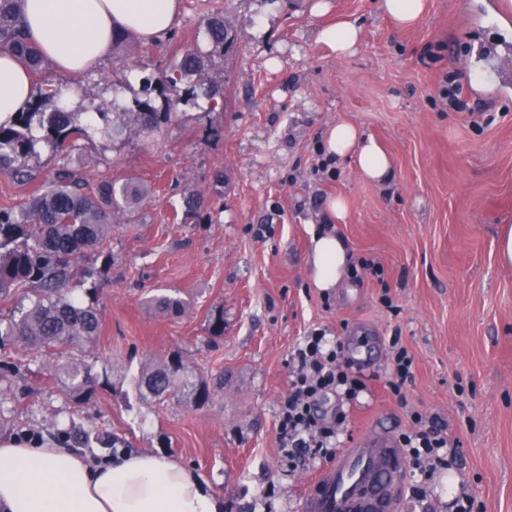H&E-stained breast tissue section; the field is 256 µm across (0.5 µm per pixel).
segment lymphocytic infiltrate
<instances>
[{
  "label": "lymphocytic infiltrate",
  "instance_id": "lymphocytic-infiltrate-1",
  "mask_svg": "<svg viewBox=\"0 0 512 512\" xmlns=\"http://www.w3.org/2000/svg\"><path fill=\"white\" fill-rule=\"evenodd\" d=\"M342 341L327 339L323 330H314L296 349V365L290 390L281 404L279 436L281 446L292 463L304 462L307 452H315L322 460L336 456L338 431L347 414L336 409L332 418L321 417L316 405L326 396L350 400L363 390L364 383L345 359ZM413 430L400 437L412 468L422 477L447 468L448 450L456 441L446 428L428 421L420 412L411 415Z\"/></svg>",
  "mask_w": 512,
  "mask_h": 512
}]
</instances>
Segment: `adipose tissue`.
I'll return each instance as SVG.
<instances>
[{"label":"adipose tissue","mask_w":512,"mask_h":512,"mask_svg":"<svg viewBox=\"0 0 512 512\" xmlns=\"http://www.w3.org/2000/svg\"><path fill=\"white\" fill-rule=\"evenodd\" d=\"M29 37L44 58L76 75L108 57L115 33L146 40L174 27L179 0H22ZM34 93L31 72L0 52V122L24 108ZM328 157L355 159L366 180L393 174L390 155L358 126L339 122L324 137ZM307 263L321 291L347 277L350 252L336 231L311 226ZM0 512H224L208 482L184 465L150 453H121L94 463L60 446L0 443Z\"/></svg>","instance_id":"ef3b65f1"}]
</instances>
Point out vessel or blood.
<instances>
[{
  "label": "vessel or blood",
  "instance_id": "obj_1",
  "mask_svg": "<svg viewBox=\"0 0 512 512\" xmlns=\"http://www.w3.org/2000/svg\"><path fill=\"white\" fill-rule=\"evenodd\" d=\"M405 481L402 454L370 432L345 448L306 484L302 512H401Z\"/></svg>",
  "mask_w": 512,
  "mask_h": 512
}]
</instances>
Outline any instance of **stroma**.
Wrapping results in <instances>:
<instances>
[{"instance_id": "stroma-1", "label": "stroma", "mask_w": 512, "mask_h": 512, "mask_svg": "<svg viewBox=\"0 0 512 512\" xmlns=\"http://www.w3.org/2000/svg\"><path fill=\"white\" fill-rule=\"evenodd\" d=\"M167 37L129 35L78 75L46 66L35 88L92 112L127 107L144 77L171 69L184 49L207 46L203 19L223 17L232 46L215 74L224 106L211 110L204 87L178 118L149 138L115 140L101 126L56 152L35 146L34 179L0 174V210L28 202L61 165L88 187L136 179L152 194L135 213L112 220L106 253L94 258L101 330L75 351L106 382L90 403L72 402L55 371L62 359L37 349H0V366H19L0 385V441L38 434L103 457L109 447L152 452L191 467L224 499V512H298L321 467L292 469L278 435L290 388L291 354L314 329L328 338L361 336L376 350L362 366L366 391L350 407L357 439L374 429L398 439L411 411L440 415L460 442L453 467L423 496L406 493L401 512H456L467 489L476 512H512V271L500 268L495 238L512 224V91L498 94L500 65L490 43L512 40L502 0H428L400 27L380 0H180ZM360 26L356 52L339 58L318 42L319 27ZM456 75L468 102L451 109L443 79ZM354 123L379 140L392 178L364 180L349 159H328L330 125ZM202 198L195 220L181 219L188 195ZM348 203L336 231L352 252V275L323 292L309 284L307 228L333 223L329 198ZM186 301L161 312L154 290ZM223 315L224 334L210 320ZM398 338L413 358L405 400L385 388ZM179 355L224 386L209 404L177 397L140 399L131 381L141 363Z\"/></svg>"}]
</instances>
